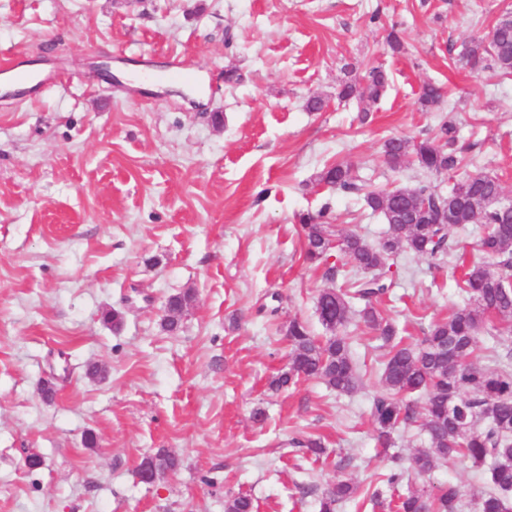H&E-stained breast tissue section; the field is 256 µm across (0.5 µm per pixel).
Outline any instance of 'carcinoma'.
Returning a JSON list of instances; mask_svg holds the SVG:
<instances>
[{"instance_id":"cac0c4a2","label":"carcinoma","mask_w":512,"mask_h":512,"mask_svg":"<svg viewBox=\"0 0 512 512\" xmlns=\"http://www.w3.org/2000/svg\"><path fill=\"white\" fill-rule=\"evenodd\" d=\"M463 59L471 66L488 61L502 75L512 76V12L498 18L488 40L473 41ZM387 84L385 71L374 67L366 84L345 82L339 96L357 100L367 112L384 95ZM456 138V126L443 121L432 138L412 142L394 136L383 147L394 168L411 156L428 172L454 177L446 192L435 190L428 181L411 188L367 190L341 164L330 165L319 174L318 183L361 197L366 209L383 218L387 231L372 245L354 232L338 233L325 210L316 216H299L305 236L304 262L318 267L336 252L364 276L355 281L352 293L336 288L319 290L316 309L326 336H312L297 319L288 323V367L271 380L270 388L279 390L313 378L339 393L356 390L359 376L342 330L349 321L350 300L365 302L361 319L377 333L381 346L388 348L383 391L372 398L370 407L382 444H388L395 431L417 421L414 406L406 397L422 394L429 447L414 454L412 468L425 473L438 458H468L482 469L488 486L476 503L477 512H512L508 506V494H512V330L498 327L501 322L512 323V287H505L512 281V212L493 205L504 195L498 177L465 169L463 159L453 150ZM476 223L484 225L476 250L487 261L465 266L456 280L467 301L452 309L448 317L434 321L420 342L404 343L395 322L374 305L393 283L389 258L407 252L438 266L445 258L456 256L451 229ZM332 238L336 239L334 252L327 249ZM193 300L190 289L169 296V318L161 320L162 328L179 330L182 314ZM482 333L496 339L498 345L492 355L493 369L475 359ZM178 466L179 459L162 448L142 458L137 475L142 480L156 475L162 478ZM355 493L351 483L336 482L321 497L320 512H336L337 506ZM463 497L461 487L449 484L433 495L425 491L399 495L388 507L394 512H460ZM224 509L254 512V505L251 498L238 494L225 501Z\"/></svg>"}]
</instances>
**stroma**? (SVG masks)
<instances>
[{
  "label": "stroma",
  "mask_w": 512,
  "mask_h": 512,
  "mask_svg": "<svg viewBox=\"0 0 512 512\" xmlns=\"http://www.w3.org/2000/svg\"><path fill=\"white\" fill-rule=\"evenodd\" d=\"M512 0H0V61L37 64L0 84V512H386L396 494L448 484L477 497L465 458L409 468L429 438L416 422L377 441L370 401L386 351L351 303L345 333L361 385L318 380L274 392L289 362L286 328L324 336L316 310L335 279L302 258V212L327 210L341 233L378 242L386 226L362 199L319 185L332 164L371 189L447 176L383 156L393 136H434L497 175L512 200V79L461 55ZM401 53L386 45L390 31ZM148 72L134 78L129 65ZM386 94L360 117L337 98L371 66ZM443 89L422 107L425 84ZM323 110L309 111L311 96ZM380 307L406 342L463 295L447 266L391 259ZM195 299L178 333L162 330L169 295ZM124 313L120 329L101 320ZM98 363L103 376L87 367ZM56 394L44 400L41 381ZM94 436L87 446L86 436ZM317 439L322 454L294 447ZM167 449L178 468L153 484L135 471ZM38 454L41 467L25 464ZM405 469L390 487L391 471ZM379 491L381 505L369 495ZM356 493V488L349 482L340 480L326 491L320 499V512H336L337 506Z\"/></svg>",
  "instance_id": "1"
}]
</instances>
